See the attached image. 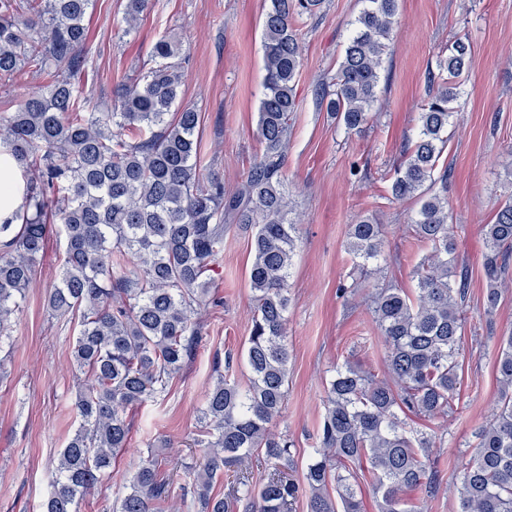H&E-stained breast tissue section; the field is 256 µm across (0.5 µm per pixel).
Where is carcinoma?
Segmentation results:
<instances>
[{"mask_svg":"<svg viewBox=\"0 0 512 512\" xmlns=\"http://www.w3.org/2000/svg\"><path fill=\"white\" fill-rule=\"evenodd\" d=\"M94 0H0V88L27 71L39 91L0 115V163L12 169L22 204L0 215V347L26 298L50 228L63 262L50 289L54 317L78 318L75 369L89 383L72 403L78 426L59 452L58 477L43 512H81L85 498L110 474L125 447V409L164 398L202 341L201 311L218 305L209 272L234 226L251 233L249 270L255 311L244 357L250 383L242 387L214 363L216 381L198 417L193 445L199 469L184 488L183 508L198 512H292L299 485L288 436L275 432L288 393V280L298 244L285 186L286 147L299 103L301 42L296 19L323 0H269L263 23L265 92L258 109L262 146L232 192L216 175L202 176L201 115L180 105L182 45L163 36L156 65L120 86L112 111L85 107L79 84L87 66L84 21ZM149 0H126L122 32L130 34ZM398 13V0H368L353 21L336 74L319 88L324 106L348 132L367 125L380 69ZM471 45L453 43L428 76L419 133L395 170L391 195L421 199L411 230L431 246L414 269L416 301L403 289L378 288L370 307L387 348L388 378L356 365L336 370L327 388L316 446L305 466L308 512H362L355 466L375 476L381 512L405 508L403 492L431 485L427 462L435 436L411 428L401 415L446 419L461 382L459 345L468 273L456 263L448 201L435 190L448 142L452 103L468 71ZM483 275L487 310L496 308L512 266V195L485 225ZM382 225L363 217L350 225L348 252L364 274L383 257ZM499 405L477 434L459 474L460 512H512V335L500 342ZM260 457L268 467L253 487L236 476L230 498L212 493L224 469ZM163 460L149 455L127 478L112 512H155L171 493L160 477Z\"/></svg>","mask_w":512,"mask_h":512,"instance_id":"carcinoma-1","label":"carcinoma"}]
</instances>
